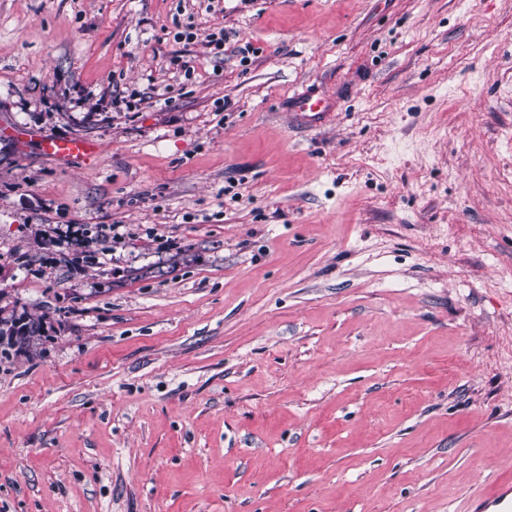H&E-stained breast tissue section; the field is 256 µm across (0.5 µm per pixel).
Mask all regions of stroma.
<instances>
[{
  "label": "stroma",
  "instance_id": "35a3bbf8",
  "mask_svg": "<svg viewBox=\"0 0 512 512\" xmlns=\"http://www.w3.org/2000/svg\"><path fill=\"white\" fill-rule=\"evenodd\" d=\"M1 316L43 330L0 512H471L512 483V0H0ZM289 105L294 114L303 119L319 116L327 111L322 100L315 99L309 91H303L290 97ZM101 146L81 138L47 137L43 140V151L54 158L82 159L99 153Z\"/></svg>",
  "mask_w": 512,
  "mask_h": 512
}]
</instances>
